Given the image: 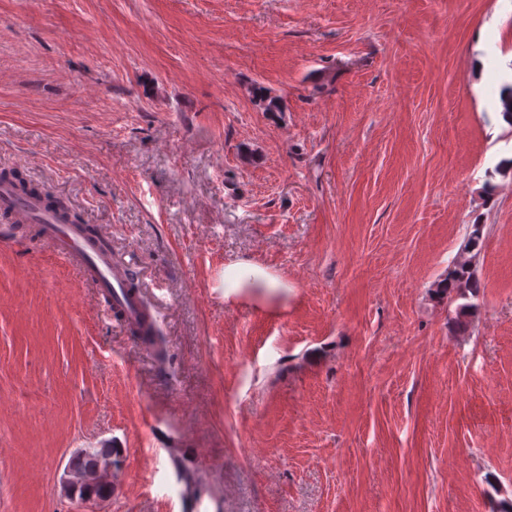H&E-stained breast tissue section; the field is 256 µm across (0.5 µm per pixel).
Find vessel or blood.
Segmentation results:
<instances>
[{"instance_id": "1", "label": "vessel or blood", "mask_w": 512, "mask_h": 512, "mask_svg": "<svg viewBox=\"0 0 512 512\" xmlns=\"http://www.w3.org/2000/svg\"><path fill=\"white\" fill-rule=\"evenodd\" d=\"M66 202L47 204L42 198L22 193L10 182H0V215L19 224H38L49 250L80 270L94 288L101 307L121 330L142 322L145 306L141 294L131 293L125 268L115 265L111 252L79 226L64 223Z\"/></svg>"}]
</instances>
